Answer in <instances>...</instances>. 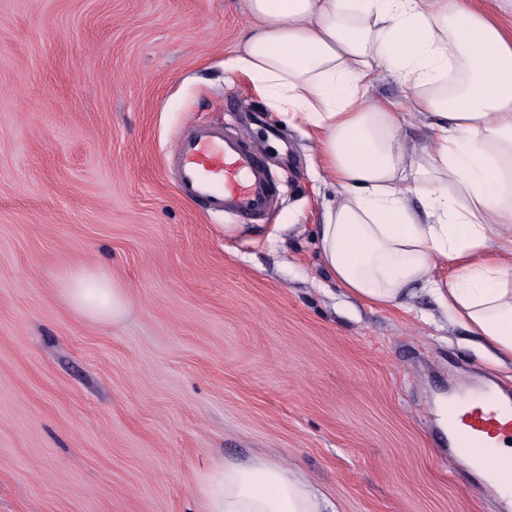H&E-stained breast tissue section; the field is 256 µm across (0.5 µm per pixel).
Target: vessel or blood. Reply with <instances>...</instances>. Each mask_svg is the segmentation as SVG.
<instances>
[{
	"instance_id": "b4317fda",
	"label": "vessel or blood",
	"mask_w": 512,
	"mask_h": 512,
	"mask_svg": "<svg viewBox=\"0 0 512 512\" xmlns=\"http://www.w3.org/2000/svg\"><path fill=\"white\" fill-rule=\"evenodd\" d=\"M178 194L210 212L231 214L246 224L264 220L276 200V182L263 152L241 133L223 123H202L186 129L169 151ZM512 437V392L488 382L474 400L448 410V444L464 447L462 471L470 459L491 460L483 486L494 488L512 461L493 460L499 440Z\"/></svg>"
}]
</instances>
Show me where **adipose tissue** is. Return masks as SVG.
Segmentation results:
<instances>
[{
  "instance_id": "1",
  "label": "adipose tissue",
  "mask_w": 512,
  "mask_h": 512,
  "mask_svg": "<svg viewBox=\"0 0 512 512\" xmlns=\"http://www.w3.org/2000/svg\"><path fill=\"white\" fill-rule=\"evenodd\" d=\"M255 24L232 68L320 146L337 199L319 247L340 288L376 305L429 290L449 317L512 363V0H247ZM427 114L409 146L396 103L374 102L378 72ZM452 264L450 277H435ZM85 315L126 305L106 273L72 276ZM203 512H336L291 466L217 460L197 480Z\"/></svg>"
}]
</instances>
